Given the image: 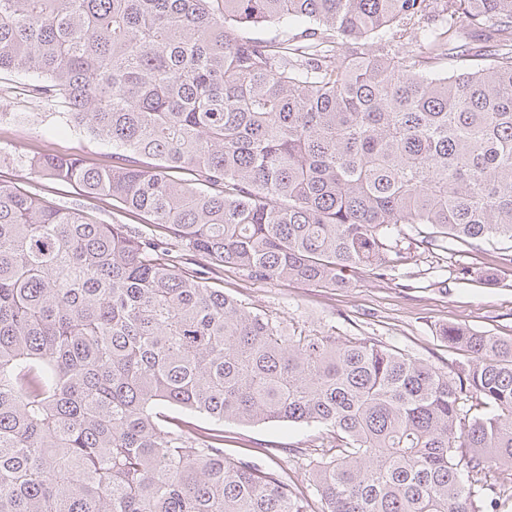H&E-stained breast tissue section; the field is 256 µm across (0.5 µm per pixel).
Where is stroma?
Listing matches in <instances>:
<instances>
[{"instance_id":"35a3bbf8","label":"stroma","mask_w":512,"mask_h":512,"mask_svg":"<svg viewBox=\"0 0 512 512\" xmlns=\"http://www.w3.org/2000/svg\"><path fill=\"white\" fill-rule=\"evenodd\" d=\"M23 74H0V180L64 205L85 204L114 224L141 226L139 217L112 200L85 199L79 187L31 173L18 158L57 154L86 165L112 162V148L78 131H53V118L40 103L20 95ZM468 269L467 279L457 272ZM224 290L283 322L287 328L326 332L340 339L368 337L445 371L470 361L461 348L450 347L441 331L461 324L496 336H512V251L492 241L469 249L457 245L445 251L408 249L381 277L360 271L347 274L342 288H321L296 282L257 283L244 272L226 269ZM224 452L287 474L293 490L303 492L310 506L318 499L307 480L301 459L291 451H313L321 428L288 422L224 426Z\"/></svg>"}]
</instances>
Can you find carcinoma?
<instances>
[{
  "instance_id": "carcinoma-1",
  "label": "carcinoma",
  "mask_w": 512,
  "mask_h": 512,
  "mask_svg": "<svg viewBox=\"0 0 512 512\" xmlns=\"http://www.w3.org/2000/svg\"><path fill=\"white\" fill-rule=\"evenodd\" d=\"M2 71L114 150L30 171L162 234L0 183V512H309L169 409L322 427L320 512H512V336L449 325L450 374L214 286L381 276L405 225L512 242V0H0Z\"/></svg>"
}]
</instances>
